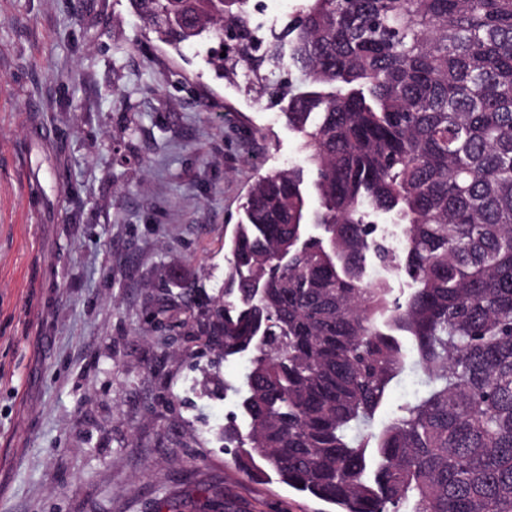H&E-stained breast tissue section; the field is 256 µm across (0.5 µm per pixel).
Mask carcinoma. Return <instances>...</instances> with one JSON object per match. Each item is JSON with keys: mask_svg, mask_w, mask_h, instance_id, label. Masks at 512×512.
I'll return each instance as SVG.
<instances>
[{"mask_svg": "<svg viewBox=\"0 0 512 512\" xmlns=\"http://www.w3.org/2000/svg\"><path fill=\"white\" fill-rule=\"evenodd\" d=\"M175 49L276 102L306 167L259 177L230 236L213 350L250 354L224 427L336 512H512V0H301L272 39L249 0H130ZM392 214L391 248L372 217ZM388 268L410 284L404 299ZM413 401L376 415L409 370Z\"/></svg>", "mask_w": 512, "mask_h": 512, "instance_id": "obj_1", "label": "carcinoma"}]
</instances>
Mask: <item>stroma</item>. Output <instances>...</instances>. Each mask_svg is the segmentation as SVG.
<instances>
[{
	"instance_id": "1",
	"label": "stroma",
	"mask_w": 512,
	"mask_h": 512,
	"mask_svg": "<svg viewBox=\"0 0 512 512\" xmlns=\"http://www.w3.org/2000/svg\"><path fill=\"white\" fill-rule=\"evenodd\" d=\"M130 0H0V512H325L238 469L224 300L258 176L303 165L270 95Z\"/></svg>"
}]
</instances>
